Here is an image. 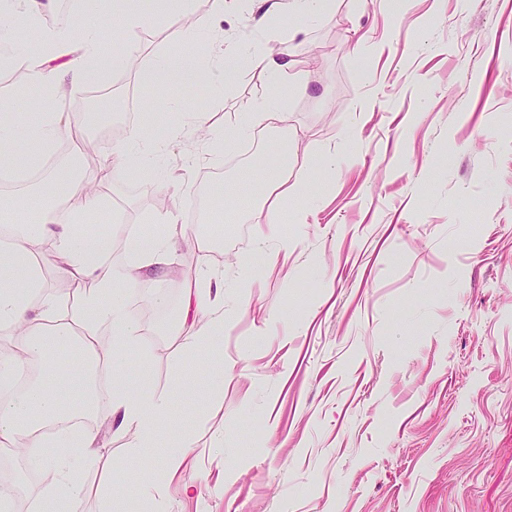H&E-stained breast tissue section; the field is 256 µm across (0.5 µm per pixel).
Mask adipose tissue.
Listing matches in <instances>:
<instances>
[{"label": "adipose tissue", "instance_id": "ef3b65f1", "mask_svg": "<svg viewBox=\"0 0 512 512\" xmlns=\"http://www.w3.org/2000/svg\"><path fill=\"white\" fill-rule=\"evenodd\" d=\"M48 8L47 0H0V64L25 63L60 100L70 88L95 82L118 57L108 51L106 25L94 9L80 11L65 26L49 27L43 22ZM26 30L38 31L41 52L30 49L22 36ZM201 30L206 36L199 44L195 38ZM187 35L195 41L193 49L176 63L169 54H159L146 80L177 69L192 72L200 68L203 54L211 67H223V32L201 20ZM83 132L71 113L38 106L21 114L10 100L1 99L0 165L20 176L14 166L19 148L47 154L61 135L75 138ZM306 182L302 173L289 177L284 160L263 180L262 192L273 203L249 211L258 242L276 233L275 200L303 194ZM102 204L83 176L67 167L44 178L36 191L0 200V210L13 215L0 225V447L21 450L40 472L39 502L46 512H71L81 498V460H111L98 429L66 424L71 412L93 416L106 406L121 414L123 423L138 433L134 445L148 471L160 463L167 473L176 472L196 442L195 435L185 434L163 460L149 455L156 445L154 420L168 410L170 399L128 389L126 365L111 352L116 344L135 349L139 323L130 300L140 294L150 272L169 269L176 235L127 238L126 258L114 265L111 225L94 229L89 224ZM56 278L65 282V291L53 287ZM223 287V276L205 271L186 291L169 333L184 337L189 351L222 341ZM73 346L82 362L60 369V350Z\"/></svg>", "mask_w": 512, "mask_h": 512}]
</instances>
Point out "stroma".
<instances>
[{"label":"stroma","instance_id":"35a3bbf8","mask_svg":"<svg viewBox=\"0 0 512 512\" xmlns=\"http://www.w3.org/2000/svg\"><path fill=\"white\" fill-rule=\"evenodd\" d=\"M328 2L304 19L271 18L286 34L275 48L297 59L277 87L245 62L258 14L216 15L212 0L193 9L237 45L225 72L142 81L175 30L169 0H143L154 26L107 25L108 44L125 43L137 68H112L61 104L112 89L117 119L134 86L172 104L149 116L171 132L158 159L166 181L114 163L130 128L83 160L120 208L115 234L166 216L203 236L224 228L206 250L178 244L161 277L166 309L131 304L140 335L127 385L172 395L158 448L197 437L143 512H512V0ZM266 100L287 104L286 130L235 136L246 105ZM186 104L207 128L183 123ZM214 130L223 152L204 146ZM283 143L289 175L315 169L310 213L296 223L300 202L289 200L259 264L236 210L195 221L211 193L201 176L220 172L252 203ZM205 265L224 276L232 320L209 353L220 375L161 331ZM100 415L112 420V483L133 484L136 433ZM2 479L18 485V512H36L26 457L0 447Z\"/></svg>","mask_w":512,"mask_h":512}]
</instances>
